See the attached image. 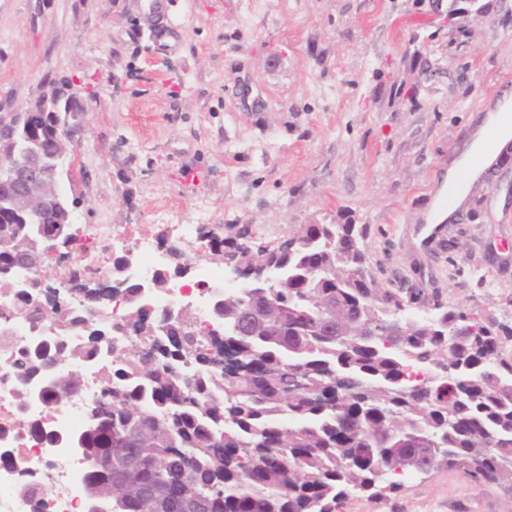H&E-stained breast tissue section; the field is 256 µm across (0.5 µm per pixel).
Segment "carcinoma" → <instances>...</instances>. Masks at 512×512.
I'll use <instances>...</instances> for the list:
<instances>
[{
    "label": "carcinoma",
    "mask_w": 512,
    "mask_h": 512,
    "mask_svg": "<svg viewBox=\"0 0 512 512\" xmlns=\"http://www.w3.org/2000/svg\"><path fill=\"white\" fill-rule=\"evenodd\" d=\"M64 112H39L0 140V164L24 160L40 148L51 165ZM79 198L60 195L39 218L17 211L0 184V265L13 267L42 236L67 225ZM364 225L303 224L271 246L244 226L220 241L222 257L247 270L274 266L283 279L224 296L212 319L224 328L203 334L190 323L153 309L140 283L114 288L89 309L58 289L14 288L0 278V295L14 305L0 311V351L16 373L20 399L35 393L55 404L81 388L73 362L101 365L91 401L103 404L99 426L71 438L89 463L87 485L112 493V512H339L352 493L386 499L418 473L462 470L472 480L512 482V356L502 344L512 332L460 310L436 315L463 331L437 336L408 310L423 290L380 288L366 270ZM121 297L117 324L129 338L115 346L109 308ZM255 311L252 334L238 336L240 311ZM22 315L56 336L25 348L6 330ZM336 320L338 333L320 330ZM399 318L402 335L378 332ZM82 331L73 347L64 336ZM68 370L44 379L45 367ZM137 436L138 448L115 438ZM112 456V468L104 461Z\"/></svg>",
    "instance_id": "obj_1"
}]
</instances>
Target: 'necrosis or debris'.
Instances as JSON below:
<instances>
[{
	"mask_svg": "<svg viewBox=\"0 0 512 512\" xmlns=\"http://www.w3.org/2000/svg\"><path fill=\"white\" fill-rule=\"evenodd\" d=\"M97 232L118 244L131 262L132 275L164 269V253L147 233L131 236L107 224L98 225ZM226 283L223 268L198 266L192 281H170L150 303L159 310L187 308L194 326L205 332L213 327L208 288ZM83 377L82 390L66 403L56 405L37 396L21 401L17 376L0 357V512H82L89 464L72 448L70 438L84 428V404L96 391L98 371L84 367ZM36 424L43 437H34Z\"/></svg>",
	"mask_w": 512,
	"mask_h": 512,
	"instance_id": "1",
	"label": "necrosis or debris"
}]
</instances>
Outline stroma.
I'll list each match as a JSON object with an SVG mask.
<instances>
[{"label":"stroma","instance_id":"obj_1","mask_svg":"<svg viewBox=\"0 0 512 512\" xmlns=\"http://www.w3.org/2000/svg\"><path fill=\"white\" fill-rule=\"evenodd\" d=\"M68 77L87 116L61 191L76 221L200 235L363 224L382 288L512 328V149L437 238V175L512 93V0H0V113ZM343 512H512L440 469Z\"/></svg>","mask_w":512,"mask_h":512}]
</instances>
